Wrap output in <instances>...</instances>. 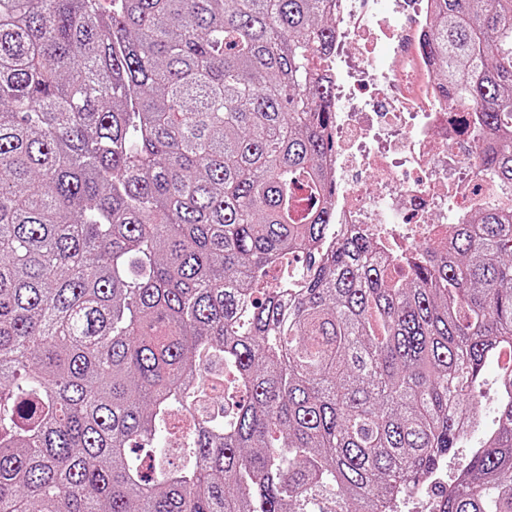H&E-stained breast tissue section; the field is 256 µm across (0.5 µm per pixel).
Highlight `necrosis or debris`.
Listing matches in <instances>:
<instances>
[{
  "instance_id": "1",
  "label": "necrosis or debris",
  "mask_w": 512,
  "mask_h": 512,
  "mask_svg": "<svg viewBox=\"0 0 512 512\" xmlns=\"http://www.w3.org/2000/svg\"><path fill=\"white\" fill-rule=\"evenodd\" d=\"M432 12L433 0L333 4L335 38L320 67L336 114L327 160L334 230L322 248L356 231L376 259L398 264L488 203L512 206L484 175L471 137L477 113L446 101L422 50Z\"/></svg>"
}]
</instances>
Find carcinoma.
<instances>
[{
    "instance_id": "carcinoma-1",
    "label": "carcinoma",
    "mask_w": 512,
    "mask_h": 512,
    "mask_svg": "<svg viewBox=\"0 0 512 512\" xmlns=\"http://www.w3.org/2000/svg\"><path fill=\"white\" fill-rule=\"evenodd\" d=\"M434 7L442 92L512 185V0ZM329 8L0 0V512H395L462 444L512 352V210L403 266L311 250ZM501 386L438 512H512ZM499 364L491 360L484 368L481 377V388L477 389V401L480 409L496 407L502 397L497 383Z\"/></svg>"
}]
</instances>
